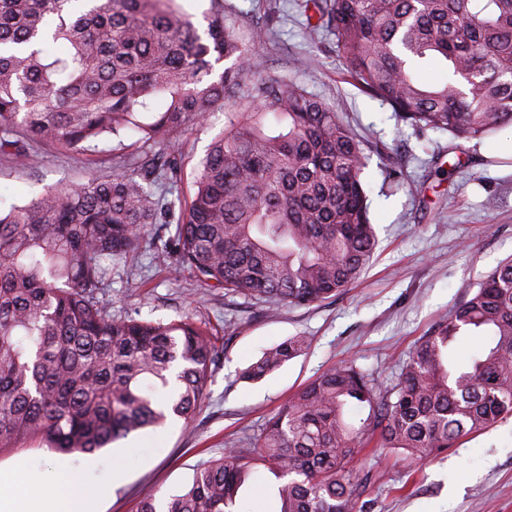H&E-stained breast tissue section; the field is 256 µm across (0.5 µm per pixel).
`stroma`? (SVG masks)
I'll return each mask as SVG.
<instances>
[{
    "label": "stroma",
    "instance_id": "35a3bbf8",
    "mask_svg": "<svg viewBox=\"0 0 512 512\" xmlns=\"http://www.w3.org/2000/svg\"><path fill=\"white\" fill-rule=\"evenodd\" d=\"M270 39L255 51L263 76L295 81L324 99L364 141V180L377 246L360 279L340 295L309 306H272L209 288L189 272L153 263L150 254L112 264V311L170 321L186 313L217 336L215 369L191 429L180 422L148 428L101 449L123 469L100 497L101 512H139L149 495L187 486L195 468L225 445L248 443L301 387L352 361L392 386L415 344L448 319L482 278L512 258V164L486 163L482 142L421 131L362 91L345 73L333 41L309 40L302 0H227ZM311 68L300 70L297 58ZM224 129L223 112L182 135L184 186ZM133 139L106 140L87 154L37 147L33 168L0 163V210L48 190L84 183L98 170H120ZM452 169L451 180L440 172ZM294 336L308 348L259 382L243 371L262 351ZM58 454L39 443L0 452V469L54 473ZM363 485L362 512H512V417L460 440L427 460L368 445L353 460ZM242 492L246 512H279L278 478L261 467Z\"/></svg>",
    "mask_w": 512,
    "mask_h": 512
}]
</instances>
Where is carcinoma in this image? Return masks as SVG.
<instances>
[{
	"mask_svg": "<svg viewBox=\"0 0 512 512\" xmlns=\"http://www.w3.org/2000/svg\"><path fill=\"white\" fill-rule=\"evenodd\" d=\"M303 15L401 121L466 140L512 128V0H304ZM265 37L224 0H212L202 34L175 0H0V160L29 167L35 143H140L125 170L0 213V449L37 441L91 454L169 418L192 425L220 361L212 329L193 315L114 316L104 295L113 260L134 257L149 235L159 262L250 301H323L369 266L363 141L301 85L259 77L251 46ZM425 59L446 77L422 83ZM247 77L250 105L224 109ZM218 109L224 134L183 197L179 138ZM270 115L285 129L272 131ZM466 336L484 344L450 364ZM304 344L266 349L243 378L264 379ZM511 414L509 259L420 339L388 390L354 363L333 367L250 447L225 448L140 512H242L260 466L281 480L280 512H357L351 463L373 438L425 459Z\"/></svg>",
	"mask_w": 512,
	"mask_h": 512,
	"instance_id": "1",
	"label": "carcinoma"
}]
</instances>
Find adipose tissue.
<instances>
[{"instance_id":"adipose-tissue-1","label":"adipose tissue","mask_w":512,"mask_h":512,"mask_svg":"<svg viewBox=\"0 0 512 512\" xmlns=\"http://www.w3.org/2000/svg\"><path fill=\"white\" fill-rule=\"evenodd\" d=\"M104 465V459L83 455L55 480L0 469V512H99L97 492L113 478Z\"/></svg>"}]
</instances>
